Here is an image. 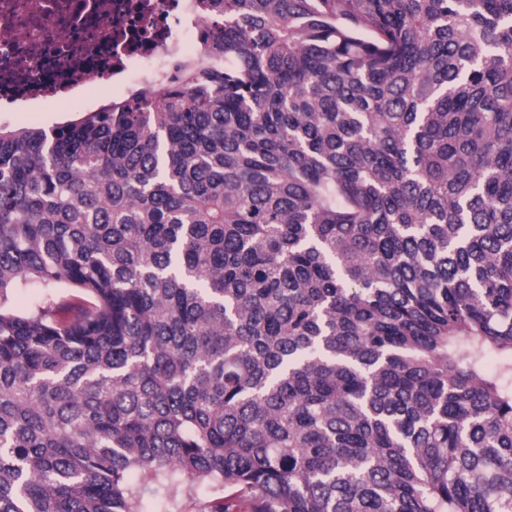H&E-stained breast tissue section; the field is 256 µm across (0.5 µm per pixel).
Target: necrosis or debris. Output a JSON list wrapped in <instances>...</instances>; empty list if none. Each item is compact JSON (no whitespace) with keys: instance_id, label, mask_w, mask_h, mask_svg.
Returning a JSON list of instances; mask_svg holds the SVG:
<instances>
[{"instance_id":"obj_1","label":"necrosis or debris","mask_w":512,"mask_h":512,"mask_svg":"<svg viewBox=\"0 0 512 512\" xmlns=\"http://www.w3.org/2000/svg\"><path fill=\"white\" fill-rule=\"evenodd\" d=\"M211 28L196 0H0V112L148 91Z\"/></svg>"}]
</instances>
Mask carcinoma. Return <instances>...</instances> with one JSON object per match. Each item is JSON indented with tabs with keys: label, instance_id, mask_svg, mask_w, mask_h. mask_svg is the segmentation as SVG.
Masks as SVG:
<instances>
[{
	"label": "carcinoma",
	"instance_id": "cac0c4a2",
	"mask_svg": "<svg viewBox=\"0 0 512 512\" xmlns=\"http://www.w3.org/2000/svg\"><path fill=\"white\" fill-rule=\"evenodd\" d=\"M197 2L0 127V512H512V0ZM66 288H45L38 283L29 284L26 288H22L13 299L15 309L25 312L29 311L37 305L41 304L49 294L67 293Z\"/></svg>",
	"mask_w": 512,
	"mask_h": 512
}]
</instances>
